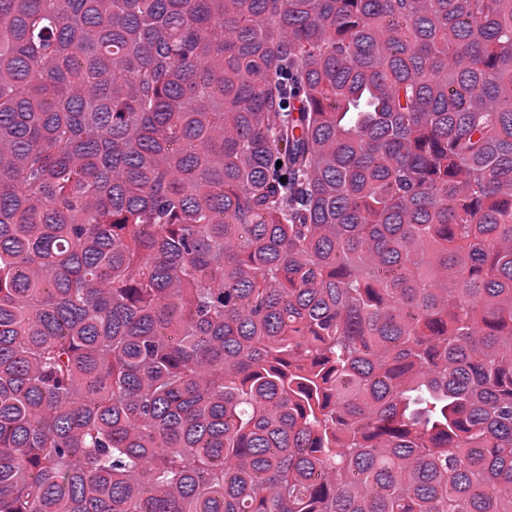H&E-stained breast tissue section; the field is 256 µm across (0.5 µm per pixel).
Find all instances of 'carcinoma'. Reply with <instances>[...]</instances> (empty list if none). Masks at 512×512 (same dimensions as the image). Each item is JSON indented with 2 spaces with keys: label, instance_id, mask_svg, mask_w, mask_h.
<instances>
[{
  "label": "carcinoma",
  "instance_id": "cac0c4a2",
  "mask_svg": "<svg viewBox=\"0 0 512 512\" xmlns=\"http://www.w3.org/2000/svg\"><path fill=\"white\" fill-rule=\"evenodd\" d=\"M0 512H512V0H0Z\"/></svg>",
  "mask_w": 512,
  "mask_h": 512
}]
</instances>
